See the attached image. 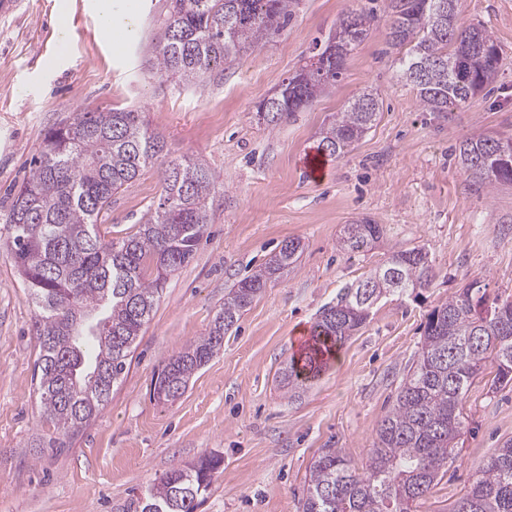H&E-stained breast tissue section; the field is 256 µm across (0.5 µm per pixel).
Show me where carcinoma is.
I'll return each instance as SVG.
<instances>
[{
  "label": "carcinoma",
  "instance_id": "cac0c4a2",
  "mask_svg": "<svg viewBox=\"0 0 512 512\" xmlns=\"http://www.w3.org/2000/svg\"><path fill=\"white\" fill-rule=\"evenodd\" d=\"M462 0H385L389 40L406 48L401 78L417 90L430 112L467 102L498 77L503 58L492 32L460 22ZM297 0H169L152 45L161 77L197 83L215 68L279 34ZM372 17L350 10L318 52L327 70L303 66L282 81L277 103L264 122L312 105L336 81L345 57L367 35ZM378 116L376 96L365 91L334 114L320 132V150L331 158L352 151ZM497 138L462 142L458 163L486 186L511 185L512 164L500 160ZM163 138L140 113L122 109L84 112L44 137L30 175L13 194L3 245L11 252L23 287L35 305V363L43 415L56 436L40 448H61L63 437L88 424L108 401L128 357L149 321L167 276L194 256L209 224V200L219 175L190 160H170L161 171V196L139 230L105 239L98 230L112 195L165 160ZM383 225L360 220L344 227L343 251L382 237ZM301 243L286 240L278 253L224 294L207 335L170 360L155 391L174 402L192 375L224 347V335L261 295L288 272ZM433 268L422 248L399 249L368 277L344 289L313 326L314 352L307 366L291 362L282 383L293 392L308 372L320 369V353L351 336L367 321L372 303L390 294L430 286ZM492 386H512V300L487 299L474 279L436 306L424 325L418 358L392 408L378 425L365 466L358 469L339 448H324L310 467L302 512H411L426 496L448 460L456 458L462 433L461 406L471 380L487 361ZM221 458L203 456L196 466L163 475L139 505L146 512H196ZM451 512H512V439L489 458L470 491Z\"/></svg>",
  "mask_w": 512,
  "mask_h": 512
}]
</instances>
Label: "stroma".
<instances>
[{"label": "stroma", "instance_id": "1", "mask_svg": "<svg viewBox=\"0 0 512 512\" xmlns=\"http://www.w3.org/2000/svg\"><path fill=\"white\" fill-rule=\"evenodd\" d=\"M98 2L21 0L0 12V233L45 134L80 112H141L170 159L205 163L219 184L207 231L164 283L122 380L101 412L52 452L37 446L53 427L40 418L33 381L35 308L0 246V512H131L163 474L205 455L223 463L196 512H300L322 449L365 464L433 308L474 279L490 296L512 297V186L475 183L454 155L469 138L512 136V0H464L462 22L487 26L503 67L481 94L445 112L425 111L401 78L383 0H299L279 35L199 86L153 70L150 44L166 0H112L115 25L128 31L109 39L99 32ZM350 9L376 19L338 80L268 129L260 102ZM366 90L378 95L373 127L330 160L321 183L308 182L304 154L317 149L329 117ZM160 193L155 166L113 195L101 235L135 233ZM362 218L383 225V237L339 250L342 227ZM292 238L303 245L295 268L242 313L179 400L158 399L169 359L206 335L228 289ZM413 247L429 253L431 286L380 298L320 374L289 396L282 371L303 353L297 336L392 250ZM493 375L489 367L473 379L459 455L413 512H451L479 466L512 438V388L491 389Z\"/></svg>", "mask_w": 512, "mask_h": 512}]
</instances>
